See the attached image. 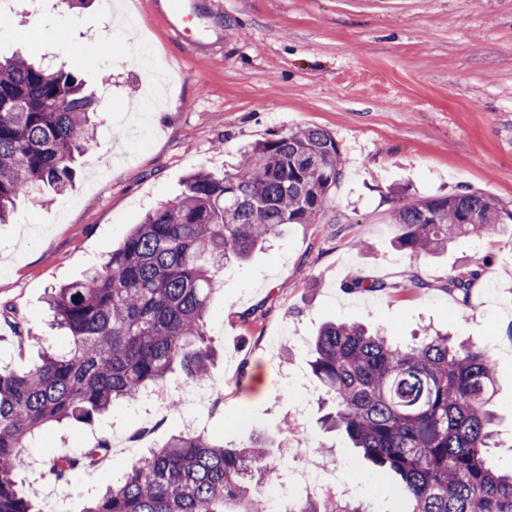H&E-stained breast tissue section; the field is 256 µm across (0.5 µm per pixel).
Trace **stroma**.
<instances>
[{
  "label": "stroma",
  "mask_w": 512,
  "mask_h": 512,
  "mask_svg": "<svg viewBox=\"0 0 512 512\" xmlns=\"http://www.w3.org/2000/svg\"><path fill=\"white\" fill-rule=\"evenodd\" d=\"M102 0L64 12L56 0L32 11L0 0L14 24L0 27V56L37 54L74 72L103 103L97 140L75 183L56 194L19 199L0 224V363L25 371L43 350L67 341L49 328V289L84 277L134 224L175 200L184 178L223 173L247 145L302 128L328 131L341 176L311 224L284 228L270 247L227 268L209 304L207 329L217 358L200 422L181 401V372L90 425L53 426L22 453L18 475L38 500L63 512L120 480L132 460L188 428L223 434L234 448L263 439L273 459H300L327 474L346 471V492L372 512H403L395 479L363 464L346 437L324 429L321 391L311 372L322 323L360 321L395 341L425 328L491 346L501 447L498 469L512 470V235L499 228L481 242L460 238L427 259L394 247L401 183L418 197L459 189L512 210V0H189L205 35L196 47L176 38L166 0ZM153 79L154 94L144 81ZM488 256L469 304L443 288L450 270ZM361 276L386 293H349ZM423 289L409 287L413 277ZM143 429L126 456L79 469L68 480L46 462L79 454L112 434Z\"/></svg>",
  "instance_id": "stroma-1"
}]
</instances>
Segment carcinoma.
<instances>
[{
    "label": "carcinoma",
    "mask_w": 512,
    "mask_h": 512,
    "mask_svg": "<svg viewBox=\"0 0 512 512\" xmlns=\"http://www.w3.org/2000/svg\"><path fill=\"white\" fill-rule=\"evenodd\" d=\"M96 98L70 72L40 61L0 58V224L16 200L72 186L77 157L95 142ZM340 173V151L325 130L275 134L244 149L233 171H197L184 190L150 210L105 261L79 282L53 288L52 322L68 349L44 352L22 373L0 369V512H43L20 488L21 449L53 423H89L133 401L179 369L207 383L215 358L209 302L225 268L248 259L290 224H310ZM397 247L431 256L458 237L479 241L512 211L471 190L402 196L394 211ZM482 256L448 273L446 289L463 302L481 275ZM384 282L345 284L376 293ZM312 373L330 406L324 422L346 435L383 476H397L410 497L405 512H512V473L491 464L500 421L498 374L484 345L433 331L399 344L359 322L322 325ZM104 441L79 457L54 456L57 479L94 467ZM282 484L263 441L238 448L224 436H170L83 512H268ZM295 512H368L346 495L307 496Z\"/></svg>",
    "instance_id": "carcinoma-1"
}]
</instances>
